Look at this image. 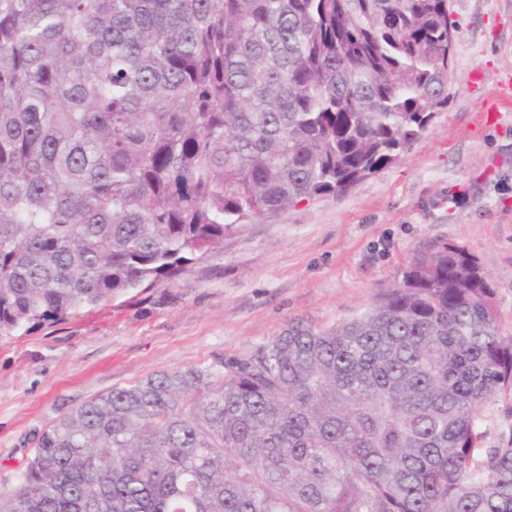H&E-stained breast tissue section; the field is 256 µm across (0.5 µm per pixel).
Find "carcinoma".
<instances>
[{"label": "carcinoma", "mask_w": 512, "mask_h": 512, "mask_svg": "<svg viewBox=\"0 0 512 512\" xmlns=\"http://www.w3.org/2000/svg\"><path fill=\"white\" fill-rule=\"evenodd\" d=\"M448 0H0V337L173 280L448 105ZM495 291L422 254L360 317L155 373L38 436L0 512H512ZM484 415L487 417L481 427L484 437L480 445L489 448L498 442L502 432L512 429V391L503 393Z\"/></svg>", "instance_id": "carcinoma-1"}]
</instances>
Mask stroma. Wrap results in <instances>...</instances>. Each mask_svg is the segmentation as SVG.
<instances>
[{"label":"stroma","instance_id":"35a3bbf8","mask_svg":"<svg viewBox=\"0 0 512 512\" xmlns=\"http://www.w3.org/2000/svg\"><path fill=\"white\" fill-rule=\"evenodd\" d=\"M448 105L397 160L344 193L258 214L224 247L127 302L0 339V494L64 412L146 376L250 355L289 323L359 317L409 263L464 248L496 293L512 341V0H448ZM504 94L496 124L483 99Z\"/></svg>","mask_w":512,"mask_h":512}]
</instances>
